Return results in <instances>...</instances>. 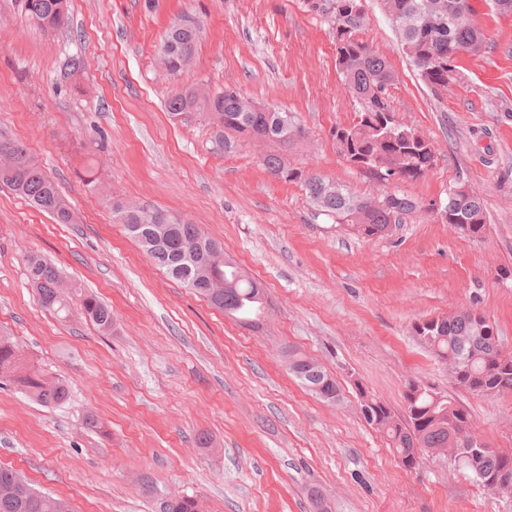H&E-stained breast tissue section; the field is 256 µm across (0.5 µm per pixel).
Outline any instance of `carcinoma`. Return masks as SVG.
I'll use <instances>...</instances> for the list:
<instances>
[{
	"mask_svg": "<svg viewBox=\"0 0 512 512\" xmlns=\"http://www.w3.org/2000/svg\"><path fill=\"white\" fill-rule=\"evenodd\" d=\"M26 19L43 30H61L69 26V0H19ZM361 0H312L310 7L320 13L332 30L336 51V70L348 92L359 105L352 124L336 127L333 138L336 151L350 164L362 168L366 160L380 163L381 171L397 173L398 180H416L435 163L432 142L421 134L392 138L386 135L395 115L388 89L394 72L387 58L360 35L367 25L365 13L353 12ZM380 7L395 27L403 52L421 81L434 90L448 89L444 74L457 55H477L484 49V35L471 19L469 0H379ZM201 28L170 24L164 34L158 58L159 68L170 77L179 76L195 61ZM250 99L226 88L219 92L186 87L166 103L174 118L202 112L224 130V147L233 139L266 137L281 146L301 136L286 112L268 107L264 111L249 108ZM12 164L0 168V184L9 187L34 208L49 214L57 224L74 223L70 202L58 184L43 170L32 152L19 141L0 140ZM263 165L286 181L303 183L310 204L318 214L348 223L364 236H380L403 216L421 209L420 203L395 193L393 209L372 205V197L350 195L342 186L300 169L289 167L277 153H269ZM444 223L467 228L465 237L478 241L486 234V212L482 198L475 192L454 194L448 190L443 204ZM124 216L123 226L139 244L149 260L195 295L206 300L240 324L253 327L267 304L264 287L224 253V247L198 225L174 218L164 210L136 205ZM29 279L41 307L57 314L68 311L60 272L44 258L31 254L26 258ZM82 314L99 331L112 333V310L96 296L82 301ZM416 336H430L423 342L439 360L448 365L449 379L457 390L496 396L512 392V356H502L495 325L484 315L462 309L446 315L432 327L413 326ZM288 372L305 388L324 401L340 394L336 380L313 358L288 353ZM8 378L19 390L38 403L56 407L69 399V387L61 379L23 364L18 344L10 336L0 335V378ZM403 414L379 404L375 430L387 439L401 462L412 457L414 449L437 457L455 454L461 447V433L471 427L468 413L448 395L435 401L423 392L403 394ZM479 469L487 476L512 475V454L496 451L483 454ZM0 512H73L69 500L42 493L30 486L16 470L0 466ZM162 512H203L200 500L188 495H173L162 505Z\"/></svg>",
	"mask_w": 512,
	"mask_h": 512,
	"instance_id": "carcinoma-1",
	"label": "carcinoma"
}]
</instances>
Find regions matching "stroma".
I'll return each mask as SVG.
<instances>
[{"mask_svg": "<svg viewBox=\"0 0 512 512\" xmlns=\"http://www.w3.org/2000/svg\"><path fill=\"white\" fill-rule=\"evenodd\" d=\"M470 5L486 48L457 57L461 77L445 91L419 79L378 0L365 2L362 37L396 73L397 119L436 153L399 193L423 204L466 185L487 213L480 241L423 208L367 239L317 214L301 183L265 170L279 151L351 195L377 190L332 140L358 105L309 0H70L71 25L55 33L0 0V138L30 149L76 215L54 223L0 185V333L70 386L66 404L46 408L0 380V466L75 512H160L175 494L196 496L204 512H315L311 487L330 494L331 512H504L451 459L404 469L359 411L363 391L402 411L411 379L452 389L414 322L471 307L512 354V275L500 276L512 272V12ZM184 15L201 36L194 64L173 79L156 59ZM74 57L83 67L69 68ZM188 85L289 112L303 135L282 151L242 138L224 148L205 115L170 119L167 100ZM118 203L166 210L221 241L267 292L260 325H240L154 267L115 223ZM31 253L60 270L68 317L38 304ZM88 293L111 306V334L83 318ZM292 350L335 378L339 402L289 374ZM456 398L477 435L512 453L511 394ZM90 414L101 430L84 426Z\"/></svg>", "mask_w": 512, "mask_h": 512, "instance_id": "stroma-1", "label": "stroma"}]
</instances>
